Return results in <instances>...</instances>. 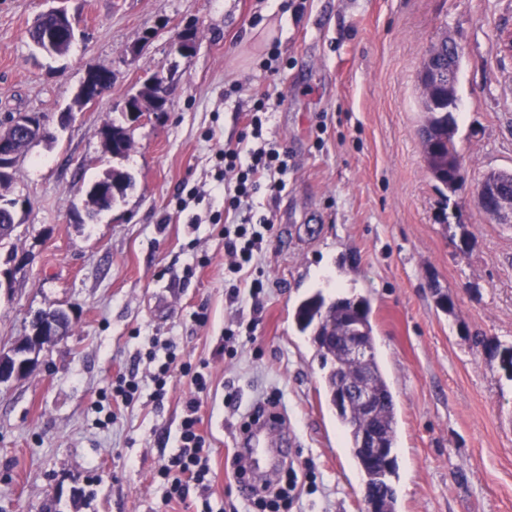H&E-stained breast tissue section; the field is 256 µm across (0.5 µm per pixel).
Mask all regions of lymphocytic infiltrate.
I'll list each match as a JSON object with an SVG mask.
<instances>
[{"instance_id":"lymphocytic-infiltrate-1","label":"lymphocytic infiltrate","mask_w":512,"mask_h":512,"mask_svg":"<svg viewBox=\"0 0 512 512\" xmlns=\"http://www.w3.org/2000/svg\"><path fill=\"white\" fill-rule=\"evenodd\" d=\"M246 118L238 141L224 147V268L248 283V297L255 301L266 284L257 252L264 237L272 234L274 224L266 215L252 214V199L264 190L274 194L284 190L288 155L262 139L268 120L265 99H258ZM197 411V399H189L176 439L178 451L156 472L157 478L170 485L169 499L182 503L191 489H205L209 473L203 455L206 440L197 432Z\"/></svg>"}]
</instances>
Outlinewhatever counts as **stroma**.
<instances>
[{
	"instance_id": "obj_1",
	"label": "stroma",
	"mask_w": 512,
	"mask_h": 512,
	"mask_svg": "<svg viewBox=\"0 0 512 512\" xmlns=\"http://www.w3.org/2000/svg\"><path fill=\"white\" fill-rule=\"evenodd\" d=\"M59 4L79 19L63 56L28 36ZM188 27L196 49L184 57L173 43ZM507 31L512 0H305L298 14L277 0H0V121L42 120L0 187L16 222L0 245V353L39 312L69 316L27 375L0 384V512H188L166 509L153 478L175 452L188 379L172 372L164 404L145 390L107 417L116 376L145 379L171 345L210 375L199 413L213 512H247L234 450L243 414L272 395L298 475L290 512H365L362 473L293 319L317 291L371 305L396 402L395 512H512V379L489 351L512 346V224L474 197L483 174L512 169ZM445 37L462 53L466 182L454 192L428 172L417 134L421 60ZM98 68L111 89L79 103ZM154 74L174 80L167 108L130 122L124 101ZM262 96L263 136L287 151L288 177L278 196L253 199L274 223L255 310L224 282L219 151ZM114 123L133 141L122 158L101 135ZM115 169L131 187L89 216L87 187ZM234 317L255 331L228 359Z\"/></svg>"
}]
</instances>
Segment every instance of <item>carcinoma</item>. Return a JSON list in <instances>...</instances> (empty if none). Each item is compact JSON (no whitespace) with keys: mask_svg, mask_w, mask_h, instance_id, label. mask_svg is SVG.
<instances>
[{"mask_svg":"<svg viewBox=\"0 0 512 512\" xmlns=\"http://www.w3.org/2000/svg\"><path fill=\"white\" fill-rule=\"evenodd\" d=\"M457 101V94L447 96L444 87L437 88L433 100H420L424 123L419 129V137L424 163L437 182L453 191L464 183L463 166L455 143L457 125L453 112L456 111ZM106 140L108 149L115 157L126 156L132 146L128 130L120 125H112V134L106 136ZM484 181L496 182L500 187L512 190V172L506 170H491L484 176ZM131 182L128 173L114 169L87 188L86 194L102 211L110 208ZM355 316L360 323L361 336L370 350L365 370L369 374V387L380 401L378 427L384 447L392 449L397 438L396 407L378 360L369 302L344 297L328 300L318 292L298 305L294 319L299 331L311 336L320 364L327 370L325 384L329 402L348 434L353 456L366 477V505L372 506L377 512H394L396 497L390 477L396 472V457H391L382 468L369 461L359 449V409L353 403H345L342 397L343 389L357 370V365L347 360L342 347L333 342V337L346 335L350 321Z\"/></svg>","mask_w":512,"mask_h":512,"instance_id":"carcinoma-1","label":"carcinoma"}]
</instances>
